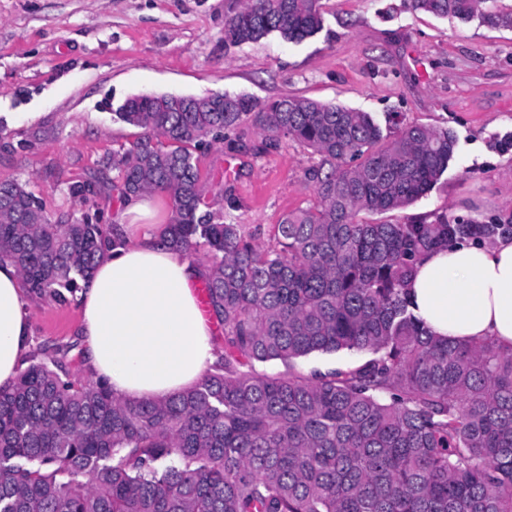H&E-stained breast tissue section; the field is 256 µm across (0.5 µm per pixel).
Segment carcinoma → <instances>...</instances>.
<instances>
[{
    "instance_id": "1",
    "label": "carcinoma",
    "mask_w": 512,
    "mask_h": 512,
    "mask_svg": "<svg viewBox=\"0 0 512 512\" xmlns=\"http://www.w3.org/2000/svg\"><path fill=\"white\" fill-rule=\"evenodd\" d=\"M408 2L468 20L482 0ZM321 26L318 0H239L224 45L272 32L299 42ZM116 115L143 134L101 169L117 172L123 199L169 196L168 246L185 258L206 249L218 360L182 393L125 400L83 380L66 351L31 353L0 388V512H512V352L433 339L406 298L422 255L500 227L360 219L430 191L454 159L453 133L396 112L383 127L332 103L227 93L201 108L137 95ZM250 116L321 156L316 202L287 213L266 248L204 201L194 158ZM122 244L109 224L50 223L25 186L0 181V261L29 295L67 302ZM340 351L370 357L314 377L253 370Z\"/></svg>"
}]
</instances>
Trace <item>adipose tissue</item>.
<instances>
[{
    "mask_svg": "<svg viewBox=\"0 0 512 512\" xmlns=\"http://www.w3.org/2000/svg\"><path fill=\"white\" fill-rule=\"evenodd\" d=\"M159 200L131 197L119 215L123 246L81 284V334L94 376L123 398L169 397L194 385L215 359L210 321L192 288L200 270L163 243ZM414 313L442 340L493 339L512 349V237L458 241L415 266ZM29 295L0 262V386L30 349Z\"/></svg>",
    "mask_w": 512,
    "mask_h": 512,
    "instance_id": "1",
    "label": "adipose tissue"
}]
</instances>
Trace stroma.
I'll list each match as a JSON object with an SVG mask.
<instances>
[{
    "instance_id": "1",
    "label": "stroma",
    "mask_w": 512,
    "mask_h": 512,
    "mask_svg": "<svg viewBox=\"0 0 512 512\" xmlns=\"http://www.w3.org/2000/svg\"><path fill=\"white\" fill-rule=\"evenodd\" d=\"M236 0H0V113L32 121L0 126V180L26 184L50 222L112 224L123 208L113 172L99 161L140 128L115 115L136 94H246L267 103L305 97L451 131L453 162L406 208L482 224L512 220V28L485 21L512 0H484L469 22L414 12L407 0H319L323 25L287 42L272 34L225 46ZM207 203L268 245L273 225L316 200L320 157L271 141L253 119L197 151ZM235 176L225 179V165ZM94 179L95 194H72ZM33 346H70L73 370L90 378L78 298L29 307Z\"/></svg>"
}]
</instances>
